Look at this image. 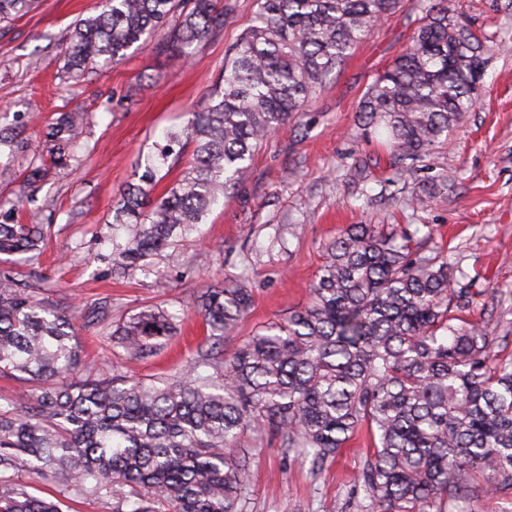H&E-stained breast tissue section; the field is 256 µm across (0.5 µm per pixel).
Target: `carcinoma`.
<instances>
[{
	"instance_id": "1",
	"label": "carcinoma",
	"mask_w": 512,
	"mask_h": 512,
	"mask_svg": "<svg viewBox=\"0 0 512 512\" xmlns=\"http://www.w3.org/2000/svg\"><path fill=\"white\" fill-rule=\"evenodd\" d=\"M36 0H0V23ZM402 0H258L252 23L226 55L201 111L146 159L123 189L112 224L115 266L155 267L159 253L197 231L228 198L255 151ZM170 24L159 51L194 55L224 28L221 0H103L79 20L65 67L119 60ZM486 66L482 41L448 7L427 9L410 45L358 103L360 129L386 138L399 174L430 156L473 105ZM80 112H61L47 137L65 165ZM192 158L167 195L150 188L175 145ZM0 206V255L39 250L43 227ZM419 229L350 224L326 247L309 302L283 322L218 351L252 306L232 281L207 289L197 311L207 339L177 375L135 380L82 370L73 340L80 313L59 312L14 288L0 271V375L31 392L0 406V512H63L61 495L19 480L60 477L65 493L112 501V512H239L249 428L269 429L286 452L321 467L366 426L372 447L359 485L373 512H466L474 493L512 490V359L470 319L479 293L438 253L413 245ZM182 318L154 306L112 326V355L146 360L178 335ZM213 368V373L202 371Z\"/></svg>"
}]
</instances>
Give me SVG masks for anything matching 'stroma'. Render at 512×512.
<instances>
[{
  "label": "stroma",
  "instance_id": "35a3bbf8",
  "mask_svg": "<svg viewBox=\"0 0 512 512\" xmlns=\"http://www.w3.org/2000/svg\"><path fill=\"white\" fill-rule=\"evenodd\" d=\"M438 0H405L385 17L299 117L271 134L254 154L249 176L229 200L211 207L198 232L164 249L157 272L118 276L112 262L113 207L137 181L147 154L165 135L203 109L224 69V57L250 26L257 0H224V27L193 57L157 52L166 27L118 62L101 58L73 75L64 50L76 20L95 15L100 0H40L27 15L0 24V129L13 133L0 146V199L15 202L17 220L46 230L33 258L7 260L17 288L60 311L106 308L107 324L160 304L185 314L181 333L158 356L114 360L96 325L77 321L85 363L118 364L131 378L177 374L205 336L196 299L207 288L247 276L254 305L224 338L233 352L263 326L309 300L325 245L350 224H426L428 254L456 260L480 297L472 315L484 320L493 352L512 357V0H448L485 39L488 62L471 112L440 139L427 161L395 177L386 149L361 136L358 103L376 75L409 45L426 7ZM80 112V139L89 147L80 164L54 167L27 179L26 143L44 141L57 113ZM435 194L417 203L422 190ZM293 227L284 236L282 226ZM250 462L241 512H357L351 492L370 446L360 431L321 469L285 457L267 430L241 441Z\"/></svg>",
  "mask_w": 512,
  "mask_h": 512
}]
</instances>
